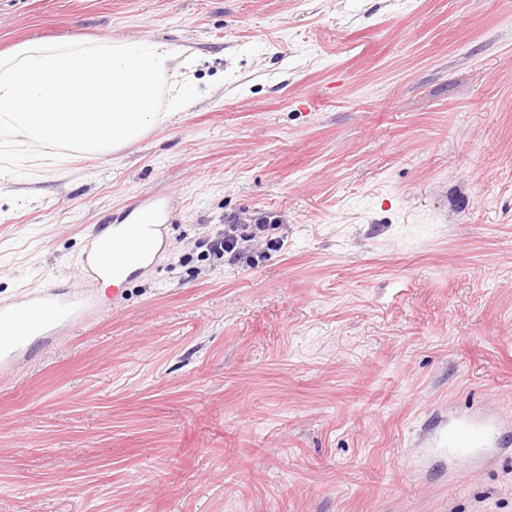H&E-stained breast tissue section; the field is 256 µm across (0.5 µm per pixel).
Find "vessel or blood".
<instances>
[{"label": "vessel or blood", "mask_w": 512, "mask_h": 512, "mask_svg": "<svg viewBox=\"0 0 512 512\" xmlns=\"http://www.w3.org/2000/svg\"><path fill=\"white\" fill-rule=\"evenodd\" d=\"M171 207L159 204L155 196L143 195L124 213L113 218V231L126 229L162 239L163 222L170 216ZM103 269L99 258L98 242H91L81 260L80 287L72 296L51 289L32 292L23 296L15 307L0 308V327L17 328L32 313L41 314L43 324L38 342L49 345L56 339L61 324L74 323L85 314L83 303L85 288L99 284ZM25 333L0 340V369L13 367L24 349ZM512 420L499 415L486 414L477 418H461L449 415L439 431L430 436L435 451L460 462L490 460L512 448L506 431Z\"/></svg>", "instance_id": "b4317fda"}]
</instances>
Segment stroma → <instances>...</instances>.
<instances>
[{
	"instance_id": "35a3bbf8",
	"label": "stroma",
	"mask_w": 512,
	"mask_h": 512,
	"mask_svg": "<svg viewBox=\"0 0 512 512\" xmlns=\"http://www.w3.org/2000/svg\"><path fill=\"white\" fill-rule=\"evenodd\" d=\"M148 40L199 97L0 177V306L65 287L143 193L153 263L0 375V512H512V0H0V52ZM271 217L232 264L199 242ZM509 427L510 419L500 415L461 418L448 413L439 431L430 434L432 449L459 462L494 459L510 450Z\"/></svg>"
}]
</instances>
